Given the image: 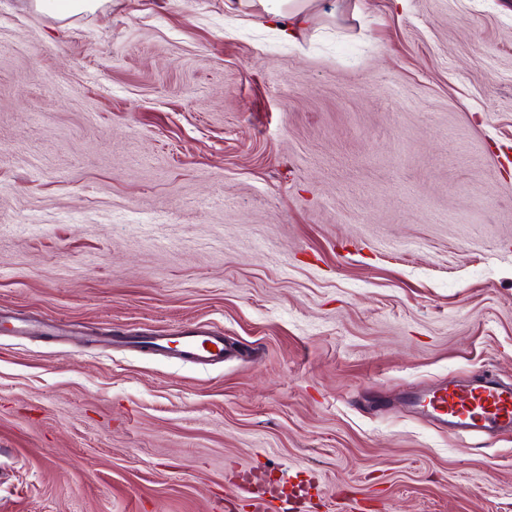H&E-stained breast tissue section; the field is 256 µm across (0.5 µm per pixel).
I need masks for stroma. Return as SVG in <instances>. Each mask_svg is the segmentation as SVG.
Listing matches in <instances>:
<instances>
[{"mask_svg": "<svg viewBox=\"0 0 512 512\" xmlns=\"http://www.w3.org/2000/svg\"><path fill=\"white\" fill-rule=\"evenodd\" d=\"M310 12L0 0V512H512V431L401 403L512 384V0ZM38 5L49 3L54 13L61 17L77 14L79 12L95 9L101 5V0H38ZM129 344L145 346L155 354H173L175 358L196 366H210L230 359L235 349L224 343V334L208 325H199L179 331L178 336L158 334L155 336H124ZM171 344L175 346L172 347ZM215 346V350L209 348Z\"/></svg>", "mask_w": 512, "mask_h": 512, "instance_id": "35a3bbf8", "label": "stroma"}]
</instances>
